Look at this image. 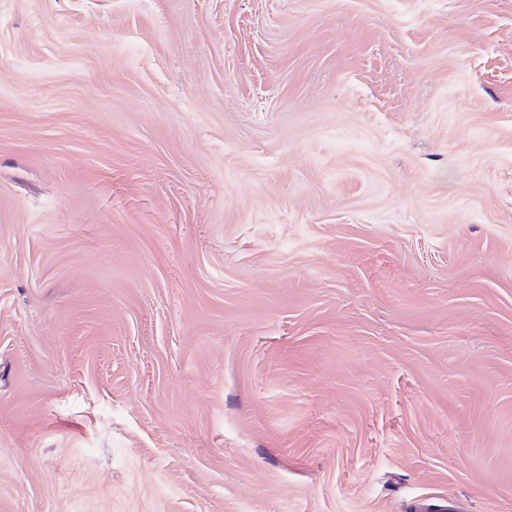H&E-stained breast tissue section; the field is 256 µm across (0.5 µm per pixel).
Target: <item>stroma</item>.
<instances>
[{"label":"stroma","instance_id":"1","mask_svg":"<svg viewBox=\"0 0 512 512\" xmlns=\"http://www.w3.org/2000/svg\"><path fill=\"white\" fill-rule=\"evenodd\" d=\"M512 512V0H0V512Z\"/></svg>","mask_w":512,"mask_h":512}]
</instances>
